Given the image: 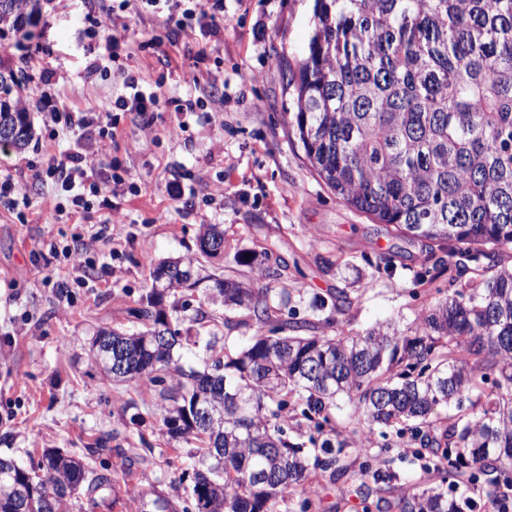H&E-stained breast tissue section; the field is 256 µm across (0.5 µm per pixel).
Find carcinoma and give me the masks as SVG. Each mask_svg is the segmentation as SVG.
Returning a JSON list of instances; mask_svg holds the SVG:
<instances>
[{
  "label": "carcinoma",
  "mask_w": 512,
  "mask_h": 512,
  "mask_svg": "<svg viewBox=\"0 0 512 512\" xmlns=\"http://www.w3.org/2000/svg\"><path fill=\"white\" fill-rule=\"evenodd\" d=\"M0 31L34 24L41 0H0ZM313 35L298 69L283 63L293 88L292 132L304 157L346 205L388 233L433 244L414 283L430 305L404 335L390 324L362 333L343 316L348 289L306 298L273 288L284 265L272 252L238 249L232 263L256 269L258 288L213 274L207 302L224 307V329L256 328L232 350L229 337L189 336L157 308L158 289L194 287L193 262H160L152 291L134 310L142 328L97 331L120 350L116 383L153 392L173 438L197 444L184 495L155 485L138 492L136 512H311L306 486L349 475L347 456L365 457L362 474L389 485L393 458L370 452L368 434L409 427L428 450L423 468L440 484L396 499L398 512H461L444 484L485 492L484 512H512V0H314ZM22 79L0 73V145L24 149L32 138L20 105ZM226 242L203 224V255ZM448 274V287L434 285ZM205 355L201 370L183 350ZM484 396L472 413L466 396ZM366 433L343 434L336 412ZM293 421L312 431L305 444L286 437ZM25 494L0 499V512H69L83 496L93 506L114 487L109 470L45 450L30 469L0 458V483Z\"/></svg>",
  "instance_id": "obj_1"
}]
</instances>
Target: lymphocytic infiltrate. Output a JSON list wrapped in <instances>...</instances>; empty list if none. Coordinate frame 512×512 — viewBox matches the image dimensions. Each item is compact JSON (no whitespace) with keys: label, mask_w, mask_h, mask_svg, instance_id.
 Returning a JSON list of instances; mask_svg holds the SVG:
<instances>
[{"label":"lymphocytic infiltrate","mask_w":512,"mask_h":512,"mask_svg":"<svg viewBox=\"0 0 512 512\" xmlns=\"http://www.w3.org/2000/svg\"><path fill=\"white\" fill-rule=\"evenodd\" d=\"M123 87L124 94L115 99L109 112H62L51 105L45 91H35L31 99L41 112L45 127L76 133L77 138L72 151L50 157L43 165L33 168L28 182H20L10 171L1 169L0 203H14L17 195L26 194L29 184H49L54 188V211L72 216L87 211L94 198L107 197L112 186L122 184V177L117 175L108 185L93 179L95 169L108 154L110 139L117 136V112L139 115L141 130L148 135L157 112L163 107L158 92L139 83L135 76H126ZM97 129L106 130V138H92V131Z\"/></svg>","instance_id":"1"}]
</instances>
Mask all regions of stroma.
<instances>
[{
    "instance_id": "stroma-1",
    "label": "stroma",
    "mask_w": 512,
    "mask_h": 512,
    "mask_svg": "<svg viewBox=\"0 0 512 512\" xmlns=\"http://www.w3.org/2000/svg\"><path fill=\"white\" fill-rule=\"evenodd\" d=\"M112 0H68L65 7L43 6L30 36L0 37V71L24 76L22 96L42 89L65 111H97L121 94L125 75L157 86L162 99H210L211 109L188 117L164 108L153 125L155 142L140 145L131 115L121 117L122 135L110 155L126 181L111 207L93 206L66 217L48 203L51 187L32 190L29 205L0 206V456L31 466L30 450L56 449L112 471L118 506L100 500L94 512H131L133 499L150 483L180 493L178 476L190 467L195 446L171 440L155 417L145 427L130 423L128 400L153 404L150 391L112 382L91 362L88 342L101 327L136 330L133 311L151 288L150 268L169 258H190L201 278L224 272L228 258L197 255L201 225L220 224L232 246L267 247L288 263L281 288L324 295L353 288L358 298L347 313L358 332L390 321L412 328L426 296H413L412 276L428 244L388 235L382 225L345 205L306 163L289 134L295 95L283 92L281 62L297 64L313 31L314 0H224V39L193 31L170 43L160 16L144 14L138 0L126 12L127 30L118 31L114 52L93 56L108 31L89 34V18L103 22ZM156 47L136 51L144 40ZM38 41L51 56L48 67L24 66L28 42ZM106 77L89 82L92 61ZM200 69L198 85L186 86L183 73ZM33 135L24 150L0 147V169L27 170L48 155L66 150L74 139L51 138L40 112H31ZM180 182L185 193L171 198L166 187ZM119 225L103 239L87 284L58 293L48 271L67 278L63 258L38 257L37 242L66 244L79 231ZM394 254L396 272L386 275L370 259ZM114 438L133 457L123 473L115 454L95 452L97 438ZM154 452L137 461L142 440ZM359 477L312 486L318 512H362Z\"/></svg>"
}]
</instances>
